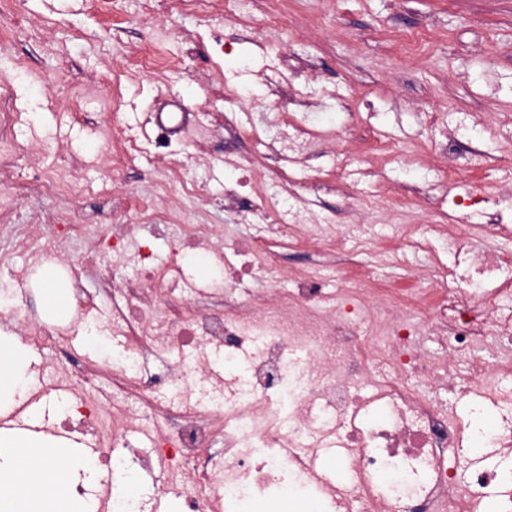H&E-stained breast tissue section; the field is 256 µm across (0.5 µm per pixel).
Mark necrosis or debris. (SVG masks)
<instances>
[{
  "label": "necrosis or debris",
  "mask_w": 512,
  "mask_h": 512,
  "mask_svg": "<svg viewBox=\"0 0 512 512\" xmlns=\"http://www.w3.org/2000/svg\"><path fill=\"white\" fill-rule=\"evenodd\" d=\"M290 230L259 224L244 242L231 243L212 225L189 227L182 250L203 246L244 257L224 278V302L213 307L180 294L178 260L159 266L138 253L142 274L122 283L125 303L112 308V331L125 339L119 366L88 363L60 371L57 382L71 394L62 413L79 414L89 427H98L104 413L86 401L100 377L111 376L136 403L112 422L116 452L99 459L110 476L102 499L120 493L119 512H142L123 450L153 430L159 460L181 480L185 512H248L258 496L307 492L319 450L335 447L347 449L351 471L348 489L328 493L337 512H478L479 489L492 476L481 472L474 486L457 484L448 451L465 438L510 447L512 422L488 434L465 429L420 387L467 395L512 372V311L501 305L512 295V254L493 245L506 225L485 224L471 236L438 225L464 267L430 266L403 295L374 292L350 278L329 308L317 273L309 271L296 276L288 294L266 280L245 290L246 299H234L254 268L277 270L268 233ZM132 232L129 224L73 219L35 225L25 245L34 259L61 265L76 284L80 276L63 261L62 245L92 239L88 262L108 253L119 264ZM421 335L449 347L452 357L429 356L417 342ZM491 345L499 349L492 364L479 356ZM187 348L192 364L150 373L149 356ZM459 355L472 358L464 376Z\"/></svg>",
  "instance_id": "necrosis-or-debris-1"
}]
</instances>
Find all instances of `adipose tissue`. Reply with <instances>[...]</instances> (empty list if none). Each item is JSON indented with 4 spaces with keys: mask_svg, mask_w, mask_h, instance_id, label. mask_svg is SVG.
Masks as SVG:
<instances>
[{
    "mask_svg": "<svg viewBox=\"0 0 512 512\" xmlns=\"http://www.w3.org/2000/svg\"><path fill=\"white\" fill-rule=\"evenodd\" d=\"M30 354L0 327V414L8 415L32 387ZM51 472L59 486L47 494L42 475ZM94 477L95 466L76 444L52 435L0 431V512H93L91 503L69 495L77 475Z\"/></svg>",
    "mask_w": 512,
    "mask_h": 512,
    "instance_id": "adipose-tissue-1",
    "label": "adipose tissue"
}]
</instances>
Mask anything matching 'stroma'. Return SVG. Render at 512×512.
<instances>
[{
  "label": "stroma",
  "mask_w": 512,
  "mask_h": 512,
  "mask_svg": "<svg viewBox=\"0 0 512 512\" xmlns=\"http://www.w3.org/2000/svg\"><path fill=\"white\" fill-rule=\"evenodd\" d=\"M24 10L34 35L0 40V113L16 121L15 176L27 181L65 156L86 190L73 198L34 186L0 204V281L25 265L32 224L72 211L87 224L133 225V245L167 263L180 230L142 222L135 195L181 213L184 223L241 237L252 233V217L226 206L236 188L270 223L358 224L372 247L397 226L512 225V0H243L239 17L217 29L200 13H145L142 0H24ZM155 47L160 70L140 73L136 61ZM285 58L292 69L284 73ZM276 70L280 78L263 81ZM179 106L197 126L194 142L175 136L150 153L158 115ZM285 123L320 133L316 155L283 162L257 153L253 134L278 143ZM462 123L469 132L449 142ZM106 125L146 148L112 176L98 161ZM451 146L461 157L481 150L486 167L449 176ZM413 152L418 162H410ZM252 170L268 177L265 194L242 187ZM269 243L284 258L278 288H293L294 273L306 268L327 293L343 288L334 257L280 235ZM450 259L446 240L433 237L405 261L381 257L372 280L402 281ZM139 274L135 262L116 270L104 258L83 275L96 307L72 320L70 343L31 348L42 383L57 368L99 361L83 322L106 323L114 289ZM448 465L464 486L475 471L512 466V453L463 448Z\"/></svg>",
  "instance_id": "obj_1"
}]
</instances>
